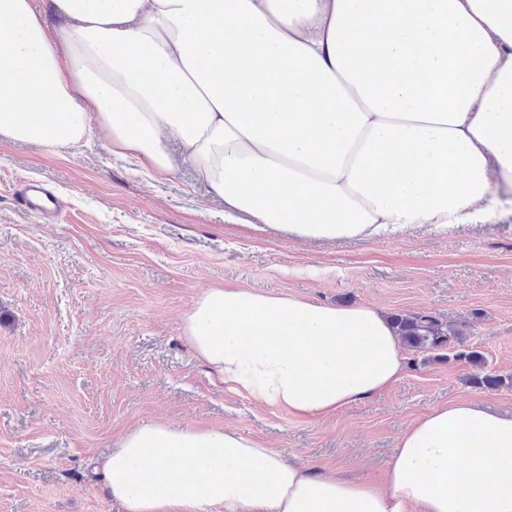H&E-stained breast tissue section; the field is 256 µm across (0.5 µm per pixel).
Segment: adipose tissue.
Returning a JSON list of instances; mask_svg holds the SVG:
<instances>
[{"label": "adipose tissue", "mask_w": 512, "mask_h": 512, "mask_svg": "<svg viewBox=\"0 0 512 512\" xmlns=\"http://www.w3.org/2000/svg\"><path fill=\"white\" fill-rule=\"evenodd\" d=\"M0 0V137L102 138L174 174L179 142L229 218L313 240L512 216V0ZM193 355L234 392L316 417L406 357L376 307L206 290ZM125 512H512V416L432 410L381 477L318 476L236 432L162 423L104 465Z\"/></svg>", "instance_id": "ef3b65f1"}]
</instances>
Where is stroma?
<instances>
[{
	"instance_id": "obj_1",
	"label": "stroma",
	"mask_w": 512,
	"mask_h": 512,
	"mask_svg": "<svg viewBox=\"0 0 512 512\" xmlns=\"http://www.w3.org/2000/svg\"><path fill=\"white\" fill-rule=\"evenodd\" d=\"M158 181L103 143L53 153L0 138V512H120L97 469L134 428L232 430L319 474L384 471L400 435L460 400L512 414V386L472 384L461 354L512 377V217L440 233L324 242L224 220L181 162ZM53 187V224L17 201ZM420 312L459 331L441 356L407 351L405 375L336 413L299 417L228 389L185 342L205 289Z\"/></svg>"
}]
</instances>
